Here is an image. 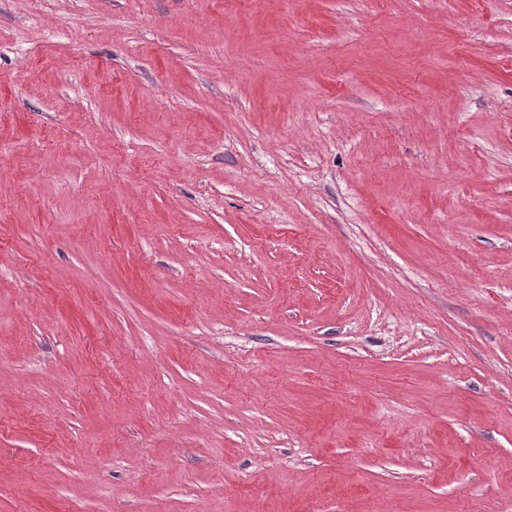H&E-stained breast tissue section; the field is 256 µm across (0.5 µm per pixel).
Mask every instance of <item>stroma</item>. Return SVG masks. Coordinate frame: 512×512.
Wrapping results in <instances>:
<instances>
[{"label": "stroma", "instance_id": "35a3bbf8", "mask_svg": "<svg viewBox=\"0 0 512 512\" xmlns=\"http://www.w3.org/2000/svg\"><path fill=\"white\" fill-rule=\"evenodd\" d=\"M512 512V0H0V512Z\"/></svg>", "mask_w": 512, "mask_h": 512}]
</instances>
